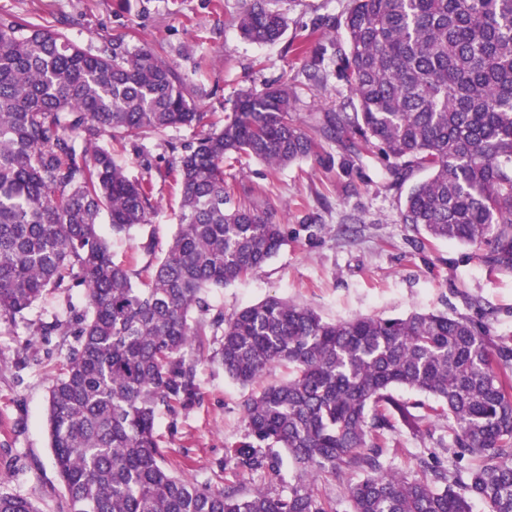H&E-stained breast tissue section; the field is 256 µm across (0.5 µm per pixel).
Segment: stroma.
<instances>
[{
	"label": "stroma",
	"mask_w": 512,
	"mask_h": 512,
	"mask_svg": "<svg viewBox=\"0 0 512 512\" xmlns=\"http://www.w3.org/2000/svg\"><path fill=\"white\" fill-rule=\"evenodd\" d=\"M351 0H270L286 12L288 29L276 43L244 39L237 17L244 0H0V22L19 18L65 32L96 51L112 38L157 50L196 87L200 125L127 143L114 158L130 176L153 185L156 210L132 235L113 234L103 224L115 261L135 269L150 260L153 242L164 251L176 231L180 188L168 173L173 147L196 141L222 124L240 93L285 84L298 102L290 120L315 140L313 152L277 170L255 161L225 165L238 200L272 209L288 229V241L256 276L211 289L212 313L232 316L240 308L277 296L307 305L324 320L357 315L403 316L444 312L483 317L494 334L512 336V272L491 269L475 250L452 242L426 241L400 220L406 185L397 183L377 151L352 156L342 142L324 138L326 114L352 112V95L340 72L343 28L316 31L318 18L342 19ZM309 37L308 53L294 46ZM205 69H196L199 58ZM319 63L321 81L309 77ZM80 290L49 292L23 319L0 324V490L31 500L39 512H66L67 495L54 468L47 423L48 390L65 363V346L44 341L42 324L55 316L83 313ZM220 338L213 330L198 337L185 358L194 367L196 394L188 405L160 407L156 435L172 471L215 487L249 493L263 486L284 493L295 468L282 462L271 480L224 466V452L244 441L242 404L251 393L229 379L213 356ZM433 455L449 461L448 423L428 420L420 435L403 426L388 432L385 458L409 475L415 460Z\"/></svg>",
	"instance_id": "obj_1"
}]
</instances>
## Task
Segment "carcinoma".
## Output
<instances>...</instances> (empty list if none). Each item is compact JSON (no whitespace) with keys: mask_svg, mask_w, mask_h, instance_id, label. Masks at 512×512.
<instances>
[{"mask_svg":"<svg viewBox=\"0 0 512 512\" xmlns=\"http://www.w3.org/2000/svg\"><path fill=\"white\" fill-rule=\"evenodd\" d=\"M339 50L356 117L326 115L324 134L353 153L374 145L403 183L401 221L487 252L512 269V0H351ZM246 40L273 44L283 12L247 0ZM192 85L158 52L114 39L97 53L31 22H0V322L13 323L54 289L83 291L87 308L41 335L68 343L49 388L48 425L67 512H336L314 480L342 467L351 512H512V337L440 312L329 322L276 296L214 316L217 352L236 383L270 366L293 376L248 397L247 440L224 466L277 475L284 450L297 471L288 493L215 489L165 465L155 434L162 405L195 395L184 353L202 335L207 289L257 274L286 227L273 212L228 206L224 162L279 169L308 156L313 137L288 120V85L243 93L221 127L169 165L181 188L179 224L162 256L133 271L112 260L100 230L129 235L148 223L153 188L132 180L112 147L191 126ZM141 284H136V281ZM73 341H68V337ZM431 397L427 415L396 399ZM448 420L449 471L424 456L409 477L384 458L385 432L414 434ZM466 465H461L462 461ZM0 512H38L0 491Z\"/></svg>","mask_w":512,"mask_h":512,"instance_id":"1","label":"carcinoma"}]
</instances>
